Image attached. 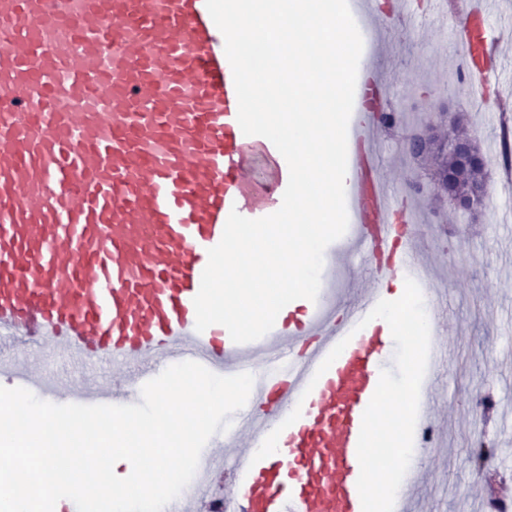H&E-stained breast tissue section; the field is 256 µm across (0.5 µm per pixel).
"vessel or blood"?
<instances>
[{
    "label": "vessel or blood",
    "instance_id": "vessel-or-blood-1",
    "mask_svg": "<svg viewBox=\"0 0 512 512\" xmlns=\"http://www.w3.org/2000/svg\"><path fill=\"white\" fill-rule=\"evenodd\" d=\"M365 31L345 193L348 227L330 262L359 259L353 301L307 302L279 315L263 353L219 324L195 329L193 300L231 211L276 212L289 167L273 143L245 135L225 39L205 0H0V375L45 401L130 403L168 366L195 361L255 377V418L238 411L226 457L201 459L195 496L172 512H362L357 444L394 341L367 315L385 283L412 278L434 302L416 216L388 192L379 150L388 83L380 59L411 0H348ZM488 12L470 8L457 47L471 77L501 50ZM273 156L271 195L248 197L244 163ZM341 355L319 366L337 343ZM62 351L71 364L111 362L113 379L46 381L15 352ZM301 409L291 426L284 419ZM276 453L254 454L273 429ZM231 466L213 491L210 476ZM423 474L409 465L394 512H408Z\"/></svg>",
    "mask_w": 512,
    "mask_h": 512
}]
</instances>
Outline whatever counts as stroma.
Masks as SVG:
<instances>
[{"instance_id":"35a3bbf8","label":"stroma","mask_w":512,"mask_h":512,"mask_svg":"<svg viewBox=\"0 0 512 512\" xmlns=\"http://www.w3.org/2000/svg\"><path fill=\"white\" fill-rule=\"evenodd\" d=\"M487 88L493 104L474 96L477 82L458 83L464 69L454 32L430 25L427 7L396 27L384 68L393 107L426 112L438 123L441 110L460 113L478 138L488 170L501 150L499 114L512 110V44ZM406 123L383 129L380 150L394 198H419L418 229L434 280L447 294L438 312L435 341L448 360L426 394L435 407V445L424 458L428 475L413 512H482L486 478H502L512 495V196L477 214L437 201L428 171L411 161L405 138L419 131Z\"/></svg>"}]
</instances>
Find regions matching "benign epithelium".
<instances>
[{
    "label": "benign epithelium",
    "instance_id": "1",
    "mask_svg": "<svg viewBox=\"0 0 512 512\" xmlns=\"http://www.w3.org/2000/svg\"><path fill=\"white\" fill-rule=\"evenodd\" d=\"M433 152L451 155L450 165L435 179V195L448 199L463 211L472 212L481 207L480 201L487 192L488 180L469 179L476 171H486L476 139L460 140L451 133L444 138L434 125L410 138L407 153L412 158L420 160Z\"/></svg>",
    "mask_w": 512,
    "mask_h": 512
}]
</instances>
